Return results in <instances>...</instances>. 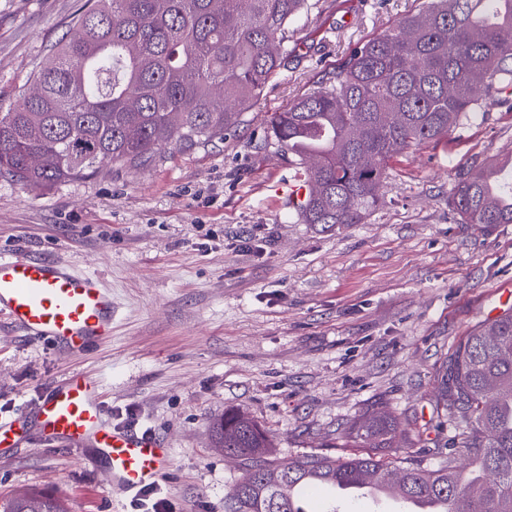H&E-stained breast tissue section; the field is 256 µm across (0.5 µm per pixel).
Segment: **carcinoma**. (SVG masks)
<instances>
[{
    "label": "carcinoma",
    "mask_w": 512,
    "mask_h": 512,
    "mask_svg": "<svg viewBox=\"0 0 512 512\" xmlns=\"http://www.w3.org/2000/svg\"><path fill=\"white\" fill-rule=\"evenodd\" d=\"M310 0H84L77 36L52 48L0 112V175L53 186L104 164L146 169L168 144L204 148L237 129L288 58L289 21ZM512 94V0H425L356 50L324 86L272 112V144L310 185L303 224H361L381 204L390 161L467 124L485 98ZM494 159L462 165L449 198L465 224H512V187ZM458 448L435 469L370 453L288 462L266 456V434L231 412L219 447L243 477L224 512H300L314 486L380 482L401 502L433 499L445 512H512V315L474 329L441 380ZM380 410L356 439L390 448ZM0 512H69L55 496L0 499Z\"/></svg>",
    "instance_id": "obj_1"
}]
</instances>
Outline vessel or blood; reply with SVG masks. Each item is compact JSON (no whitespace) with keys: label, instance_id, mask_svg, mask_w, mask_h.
Wrapping results in <instances>:
<instances>
[{"label":"vessel or blood","instance_id":"1","mask_svg":"<svg viewBox=\"0 0 512 512\" xmlns=\"http://www.w3.org/2000/svg\"><path fill=\"white\" fill-rule=\"evenodd\" d=\"M0 314L28 336L69 351H81L112 333V292L93 275L59 260L38 259L16 251L0 256ZM45 439L63 443L76 457L87 446L106 455L112 487L124 495L155 485L171 467L163 442L134 429L119 430L106 420L97 384L85 377L63 379L45 392L37 405ZM22 421H0V447L25 438ZM331 494L343 503L361 497L386 506L388 497L372 483L339 485Z\"/></svg>","mask_w":512,"mask_h":512}]
</instances>
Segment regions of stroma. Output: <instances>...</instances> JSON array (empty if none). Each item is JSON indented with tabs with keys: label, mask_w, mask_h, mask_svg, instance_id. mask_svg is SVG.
Masks as SVG:
<instances>
[{
	"label": "stroma",
	"mask_w": 512,
	"mask_h": 512,
	"mask_svg": "<svg viewBox=\"0 0 512 512\" xmlns=\"http://www.w3.org/2000/svg\"><path fill=\"white\" fill-rule=\"evenodd\" d=\"M81 2L0 0V110ZM420 3L319 0L290 23L293 50L245 123L156 169L106 164L48 187L0 176V254L64 260L101 277L113 305L111 338L80 353L0 315V419L32 426L0 456V497L50 491L73 512H133L100 449L81 461L33 427L43 392L72 375L98 382L113 425L166 441L172 512H224L242 471L210 425L231 410L278 461L349 456L379 409L398 454L428 468L447 456L438 382L463 336L512 314V224L461 223L448 195L456 167L512 162V95L394 159L377 210L332 229L291 218L282 194L296 168L266 123Z\"/></svg>",
	"instance_id": "stroma-1"
}]
</instances>
